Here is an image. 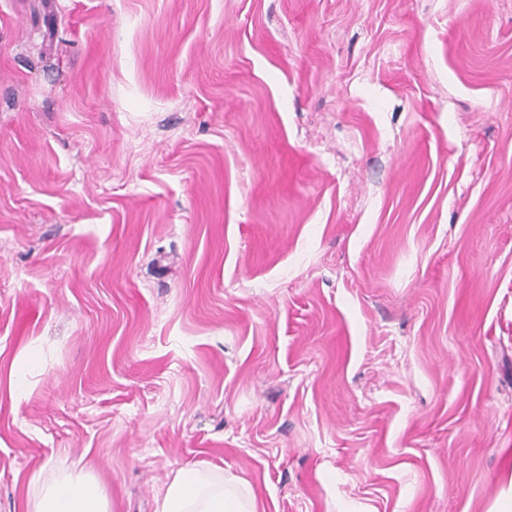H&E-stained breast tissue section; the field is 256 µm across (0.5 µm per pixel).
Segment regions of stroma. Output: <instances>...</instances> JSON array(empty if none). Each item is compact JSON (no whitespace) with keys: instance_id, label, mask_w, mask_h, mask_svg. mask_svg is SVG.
<instances>
[{"instance_id":"1","label":"stroma","mask_w":512,"mask_h":512,"mask_svg":"<svg viewBox=\"0 0 512 512\" xmlns=\"http://www.w3.org/2000/svg\"><path fill=\"white\" fill-rule=\"evenodd\" d=\"M187 465L512 499V0H0V512ZM30 485L27 512H108L104 491L90 477L46 482L36 474Z\"/></svg>"}]
</instances>
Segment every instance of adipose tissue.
<instances>
[{"instance_id": "adipose-tissue-1", "label": "adipose tissue", "mask_w": 512, "mask_h": 512, "mask_svg": "<svg viewBox=\"0 0 512 512\" xmlns=\"http://www.w3.org/2000/svg\"><path fill=\"white\" fill-rule=\"evenodd\" d=\"M28 512H108V501L92 478L30 481ZM157 512H255L247 488L234 477L209 468L185 466L166 484L157 499Z\"/></svg>"}]
</instances>
